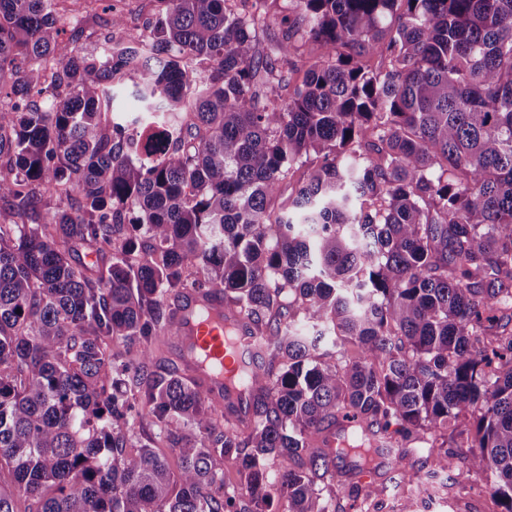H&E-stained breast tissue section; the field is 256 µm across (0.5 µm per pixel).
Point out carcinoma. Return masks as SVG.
<instances>
[{
    "label": "carcinoma",
    "mask_w": 512,
    "mask_h": 512,
    "mask_svg": "<svg viewBox=\"0 0 512 512\" xmlns=\"http://www.w3.org/2000/svg\"><path fill=\"white\" fill-rule=\"evenodd\" d=\"M74 2L0 0V512H328L411 448L512 512V0L109 5L99 52ZM202 288L261 337L250 425L168 356Z\"/></svg>",
    "instance_id": "carcinoma-1"
}]
</instances>
